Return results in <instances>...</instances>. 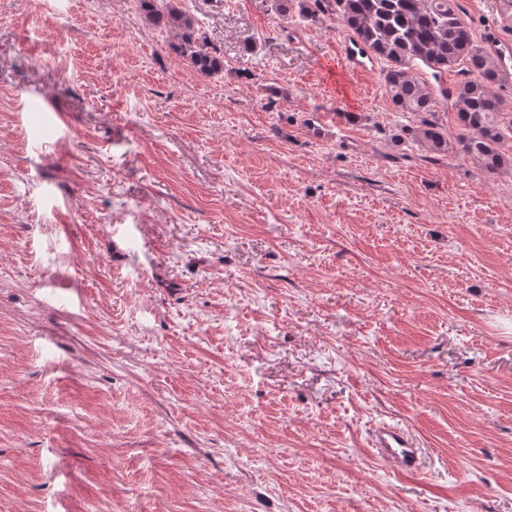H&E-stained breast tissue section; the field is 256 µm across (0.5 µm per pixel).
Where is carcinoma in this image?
Segmentation results:
<instances>
[{"label":"carcinoma","mask_w":512,"mask_h":512,"mask_svg":"<svg viewBox=\"0 0 512 512\" xmlns=\"http://www.w3.org/2000/svg\"><path fill=\"white\" fill-rule=\"evenodd\" d=\"M334 8L353 35L387 64L384 86L392 105L402 112H433L438 97L452 100L461 128L457 143L462 152L494 174L512 167V152L502 150L503 102L494 91L505 81L502 58L475 39L457 10V0H314ZM144 19L166 28L168 48L198 73L211 77L224 71V60L209 51L195 35L194 19L177 0H138ZM298 7L299 16L316 19L308 0H279L283 14ZM432 71L435 83L418 72ZM455 71L462 78L451 88L442 76ZM428 151H448V137L436 124L418 132Z\"/></svg>","instance_id":"obj_1"}]
</instances>
